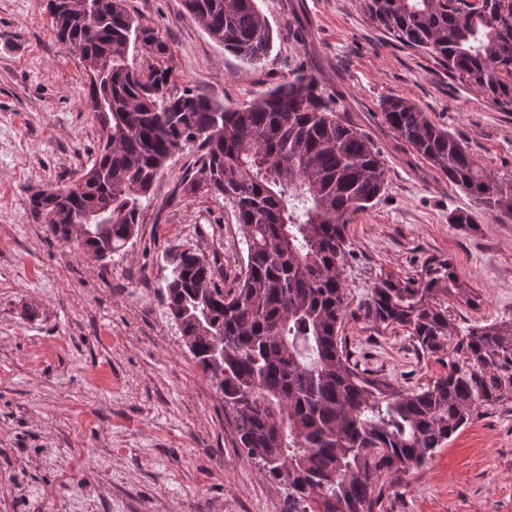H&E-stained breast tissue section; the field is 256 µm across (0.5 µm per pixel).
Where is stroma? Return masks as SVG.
Here are the masks:
<instances>
[{
	"instance_id": "obj_1",
	"label": "stroma",
	"mask_w": 512,
	"mask_h": 512,
	"mask_svg": "<svg viewBox=\"0 0 512 512\" xmlns=\"http://www.w3.org/2000/svg\"><path fill=\"white\" fill-rule=\"evenodd\" d=\"M274 34L250 65L225 51L183 0H126L166 43L173 91L227 107L315 74L342 118L381 154L387 189L348 226L352 313L341 334L360 368L415 389L445 373L447 353L422 354L407 330L372 321L366 304L384 272L419 276L450 260L480 298L452 303L455 325L512 317V217L480 216L469 196L399 140L381 103L414 101L478 162L512 174V112L449 80L427 54L387 43L362 0H255ZM46 0H0V512H284L287 489L262 476L209 373L185 346L162 291L175 255L219 254L224 287L245 265L230 202L181 179L195 160H168L134 237L106 259L58 240L30 196L69 185L90 166L100 125L87 75L57 41ZM375 512H512V404L457 433L387 488Z\"/></svg>"
}]
</instances>
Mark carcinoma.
Segmentation results:
<instances>
[{
	"instance_id": "obj_1",
	"label": "carcinoma",
	"mask_w": 512,
	"mask_h": 512,
	"mask_svg": "<svg viewBox=\"0 0 512 512\" xmlns=\"http://www.w3.org/2000/svg\"><path fill=\"white\" fill-rule=\"evenodd\" d=\"M125 0H48L57 40L106 67L89 84L102 140L71 186L30 196L32 213L99 258L122 250L140 224L143 201L170 157L198 143L197 173L234 204L246 261L226 290L224 265L193 248L180 254L165 300L190 353L219 382L241 447L264 475L288 486L285 512H374L386 484L432 457L460 429L512 400V317L455 327L452 300L479 305L450 260L433 257L423 275L379 276L367 315L397 325L421 352H448V371L417 389L372 376L351 359L343 336L349 296L343 279L351 216L387 189L373 141L344 121L298 74L241 108L170 92V71L135 68L138 42L155 57L168 48L131 16ZM187 12L224 50L251 65L273 33L254 0H184ZM393 43L430 55L448 78L512 112V0L467 11L462 0H364ZM384 122L480 211L512 216V176L487 171L462 141L429 121L410 99L381 104ZM115 222L108 224L106 209ZM479 211L449 223L477 227Z\"/></svg>"
}]
</instances>
